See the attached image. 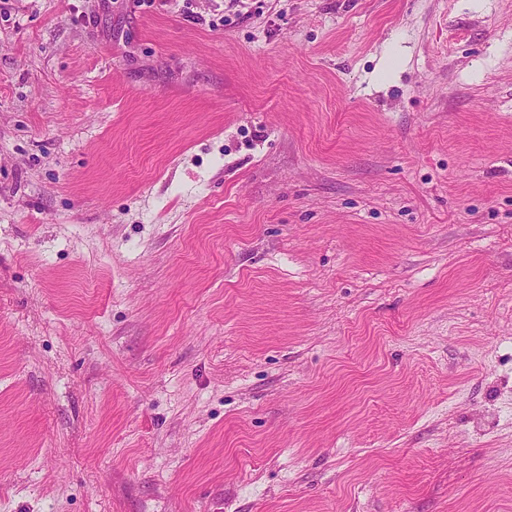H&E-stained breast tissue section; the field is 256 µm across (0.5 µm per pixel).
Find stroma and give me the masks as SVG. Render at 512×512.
<instances>
[{
	"label": "stroma",
	"mask_w": 512,
	"mask_h": 512,
	"mask_svg": "<svg viewBox=\"0 0 512 512\" xmlns=\"http://www.w3.org/2000/svg\"><path fill=\"white\" fill-rule=\"evenodd\" d=\"M0 512H512V0H0Z\"/></svg>",
	"instance_id": "obj_1"
}]
</instances>
